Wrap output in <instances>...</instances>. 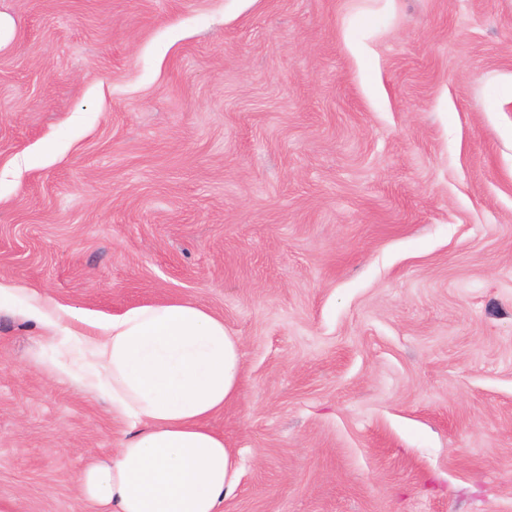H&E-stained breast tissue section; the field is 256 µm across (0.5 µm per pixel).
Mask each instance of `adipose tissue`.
Instances as JSON below:
<instances>
[{"label": "adipose tissue", "mask_w": 512, "mask_h": 512, "mask_svg": "<svg viewBox=\"0 0 512 512\" xmlns=\"http://www.w3.org/2000/svg\"><path fill=\"white\" fill-rule=\"evenodd\" d=\"M2 306L72 342L76 366L55 370L106 400L123 426L112 454L76 479L96 512H222L239 461L207 422L239 397L242 375L222 318L189 301L98 316L0 283Z\"/></svg>", "instance_id": "ef3b65f1"}]
</instances>
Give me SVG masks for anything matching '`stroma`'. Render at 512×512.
<instances>
[{"label": "stroma", "instance_id": "stroma-1", "mask_svg": "<svg viewBox=\"0 0 512 512\" xmlns=\"http://www.w3.org/2000/svg\"><path fill=\"white\" fill-rule=\"evenodd\" d=\"M0 282L243 352L224 512H512V0H0ZM0 310V502L92 512L107 403Z\"/></svg>", "mask_w": 512, "mask_h": 512}]
</instances>
